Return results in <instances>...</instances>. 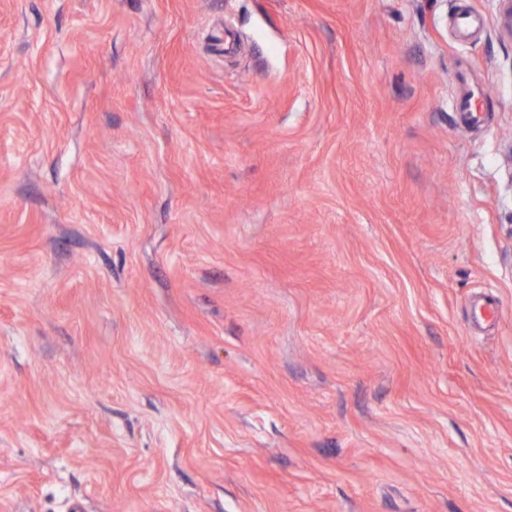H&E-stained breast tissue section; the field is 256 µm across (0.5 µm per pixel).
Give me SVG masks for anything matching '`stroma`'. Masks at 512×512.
<instances>
[{
	"label": "stroma",
	"instance_id": "1",
	"mask_svg": "<svg viewBox=\"0 0 512 512\" xmlns=\"http://www.w3.org/2000/svg\"><path fill=\"white\" fill-rule=\"evenodd\" d=\"M0 512H512L499 0H0Z\"/></svg>",
	"mask_w": 512,
	"mask_h": 512
}]
</instances>
